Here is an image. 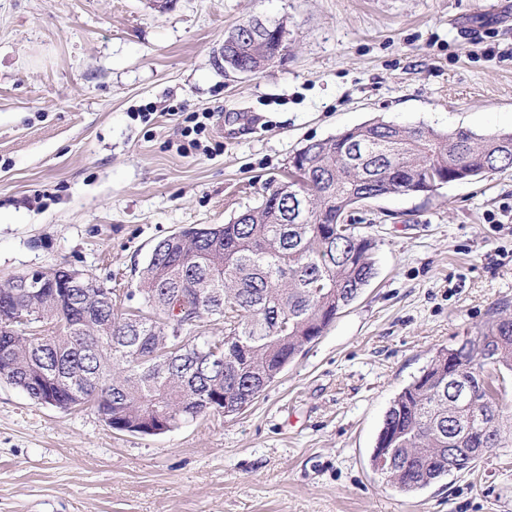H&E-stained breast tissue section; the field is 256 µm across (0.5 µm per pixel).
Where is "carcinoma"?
<instances>
[{"instance_id": "1", "label": "carcinoma", "mask_w": 512, "mask_h": 512, "mask_svg": "<svg viewBox=\"0 0 512 512\" xmlns=\"http://www.w3.org/2000/svg\"><path fill=\"white\" fill-rule=\"evenodd\" d=\"M268 34L228 47L224 70L256 73L279 54ZM512 170V131L478 135L374 121L307 143L288 181L222 225H191L159 240L139 272L142 306L115 311L116 290L83 271L40 270L0 286V381L36 404L93 405L113 429L160 419L175 427L208 411L237 414L322 335L375 276V243L346 221L370 199L432 192L447 182ZM306 188L305 208L292 192ZM76 278L77 310L59 306ZM211 319L224 337L201 333ZM512 314L495 313L457 346L436 352L387 410L373 470L406 493L448 472L450 448H511ZM391 466L381 469V453Z\"/></svg>"}]
</instances>
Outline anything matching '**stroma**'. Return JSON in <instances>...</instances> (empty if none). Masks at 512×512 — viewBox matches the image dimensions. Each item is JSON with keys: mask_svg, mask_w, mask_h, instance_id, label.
I'll return each instance as SVG.
<instances>
[{"mask_svg": "<svg viewBox=\"0 0 512 512\" xmlns=\"http://www.w3.org/2000/svg\"><path fill=\"white\" fill-rule=\"evenodd\" d=\"M253 17L286 49L225 73ZM194 112L209 150L184 154ZM377 119L512 130V0H0V282L64 266L136 305L157 241L227 223L307 143ZM351 217L375 278L242 413L142 436L0 383V512H512V447L412 494L370 465L435 351L512 306V172Z\"/></svg>", "mask_w": 512, "mask_h": 512, "instance_id": "obj_1", "label": "stroma"}]
</instances>
